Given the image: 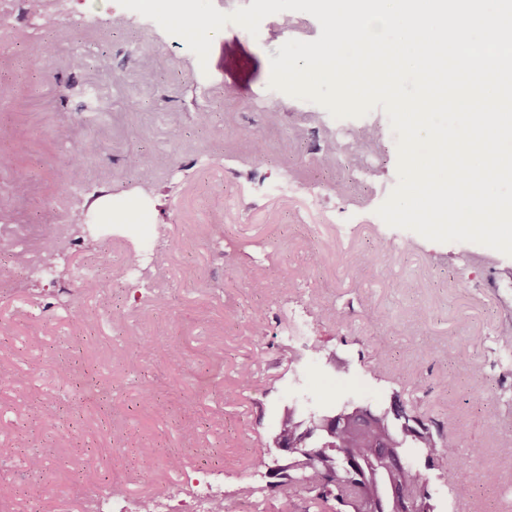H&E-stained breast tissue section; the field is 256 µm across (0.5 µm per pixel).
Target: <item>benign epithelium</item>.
I'll list each match as a JSON object with an SVG mask.
<instances>
[{
    "label": "benign epithelium",
    "instance_id": "obj_1",
    "mask_svg": "<svg viewBox=\"0 0 512 512\" xmlns=\"http://www.w3.org/2000/svg\"><path fill=\"white\" fill-rule=\"evenodd\" d=\"M288 413L295 420L296 434L290 442L277 436L274 437L273 447L276 449V453L270 454V458L273 459L276 469L279 468L282 460L290 456L301 454L313 458L319 449L334 447L330 438L335 436L336 429L339 427L347 425L362 427L366 424L380 423L398 435L403 445L412 436L413 431L429 427L428 423L418 418L397 399L392 400L389 406L381 409L352 399L336 412L307 414L290 407ZM376 447L380 448V452L374 457L371 464L375 470H386L390 467L415 470L422 467L428 470L434 468V460L428 456L424 458L421 466L409 460L405 454L397 451V444L393 440L381 441L376 444ZM378 509L382 512H417V505L401 496L393 488L387 494L386 503L379 504Z\"/></svg>",
    "mask_w": 512,
    "mask_h": 512
}]
</instances>
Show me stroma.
Returning a JSON list of instances; mask_svg holds the SVG:
<instances>
[{"label": "stroma", "instance_id": "stroma-1", "mask_svg": "<svg viewBox=\"0 0 512 512\" xmlns=\"http://www.w3.org/2000/svg\"><path fill=\"white\" fill-rule=\"evenodd\" d=\"M1 15L0 376L14 384L0 388V462L14 484L0 512H54L57 497L119 469L130 497L154 498L212 468L228 512H303L301 493L241 494L285 410L395 396L459 442L446 468L424 473L434 512H512V457L501 453L512 443V255L378 216L399 183L386 111L338 119L271 85L279 47L318 37L314 17L280 12L255 36L228 23L202 62L117 0H40L35 17L0 0ZM340 124L355 144L336 157ZM91 136L101 153L73 169ZM98 192L120 211L138 204L120 237L95 229ZM16 224L81 239L83 280L40 237L17 238ZM143 224L157 234L143 238ZM50 257L54 278L40 268ZM134 337L152 351L129 356ZM328 355L342 369L336 391ZM62 364L77 372L71 384L56 379ZM244 366L253 383L240 390ZM90 379L111 397L89 394ZM143 448L156 454L146 482ZM33 455L47 467L39 480Z\"/></svg>", "mask_w": 512, "mask_h": 512}]
</instances>
